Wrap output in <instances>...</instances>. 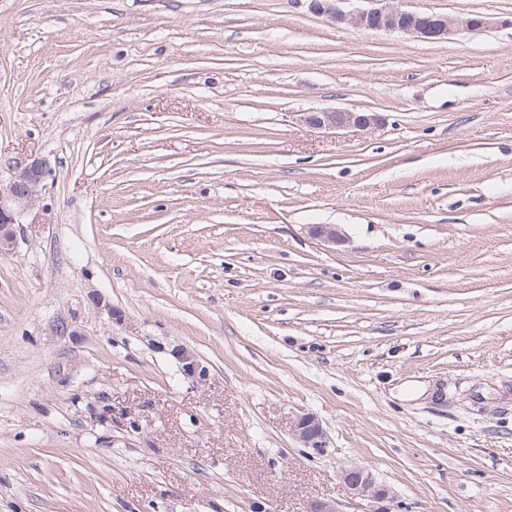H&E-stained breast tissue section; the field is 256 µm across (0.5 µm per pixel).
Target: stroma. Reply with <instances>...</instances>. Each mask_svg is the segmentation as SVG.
I'll list each match as a JSON object with an SVG mask.
<instances>
[{"mask_svg":"<svg viewBox=\"0 0 512 512\" xmlns=\"http://www.w3.org/2000/svg\"><path fill=\"white\" fill-rule=\"evenodd\" d=\"M402 6L494 24L0 0V179L50 167L0 255V512H362L350 464L398 512H512V0ZM336 107L387 123L298 120ZM372 6L346 10L348 0H308L309 9L325 17L337 27L361 31H387L417 37L427 41L448 39L454 28L478 31L490 26L493 18L486 14L449 17L434 12L403 9L395 2L403 0H365ZM300 120L309 128L316 130H353L364 135L384 127L387 118L380 112L332 109L303 112ZM306 233L324 245H344L348 241L345 232L335 224H312L306 227ZM170 354L177 360L182 375L192 383L204 384L209 379V370L193 353L183 347H175ZM293 432L304 447L317 450L326 448L325 432L318 419L312 414L297 416L293 424ZM340 477L351 494L367 503L364 512H394L395 498L392 491L380 485L372 473L360 466H347L341 469Z\"/></svg>","mask_w":512,"mask_h":512,"instance_id":"obj_1","label":"stroma"}]
</instances>
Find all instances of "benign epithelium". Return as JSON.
Masks as SVG:
<instances>
[{
  "instance_id": "obj_1",
  "label": "benign epithelium",
  "mask_w": 512,
  "mask_h": 512,
  "mask_svg": "<svg viewBox=\"0 0 512 512\" xmlns=\"http://www.w3.org/2000/svg\"><path fill=\"white\" fill-rule=\"evenodd\" d=\"M309 9L326 18L337 27L361 31H387L417 37L427 41H441L455 28L478 31L490 26L493 18L486 14L450 17L434 12H418L402 8L397 0H367L371 6L347 10L348 0H308ZM300 120L316 130H353L359 134L373 133L386 124L381 112L354 109L313 110L304 112ZM47 175V163L33 159L8 182L0 181V254L16 247L17 231L22 229V218L35 205L40 187ZM306 233L324 245H343L348 241L345 232L335 224H312ZM170 354L177 360L182 375L196 384L209 379V370L197 356L183 347H175ZM293 432L307 448H326L325 432L312 414L295 418ZM340 477L351 494L367 503L364 512H394L392 491L380 485L372 473L360 466L341 469Z\"/></svg>"
}]
</instances>
